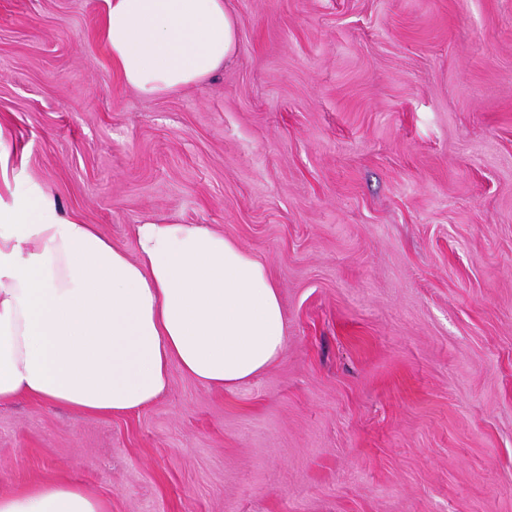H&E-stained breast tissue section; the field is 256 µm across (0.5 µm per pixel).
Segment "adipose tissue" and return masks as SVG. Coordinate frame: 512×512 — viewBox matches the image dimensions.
<instances>
[{
    "instance_id": "1",
    "label": "adipose tissue",
    "mask_w": 512,
    "mask_h": 512,
    "mask_svg": "<svg viewBox=\"0 0 512 512\" xmlns=\"http://www.w3.org/2000/svg\"><path fill=\"white\" fill-rule=\"evenodd\" d=\"M98 38L122 85L154 97L223 70L238 23L225 0H106ZM0 133V404L19 398L102 416L141 411L172 368L231 389L284 351L266 266L203 224L150 220L135 248L67 215L20 178ZM0 512H108L68 481L0 494Z\"/></svg>"
}]
</instances>
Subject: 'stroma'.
I'll return each instance as SVG.
<instances>
[{"mask_svg": "<svg viewBox=\"0 0 512 512\" xmlns=\"http://www.w3.org/2000/svg\"><path fill=\"white\" fill-rule=\"evenodd\" d=\"M234 60L123 87L106 0H0L15 166L133 250L205 224L276 281L284 354L130 415L0 405V492L110 512H512V0H227ZM107 503L84 486L53 481L0 494V512H109Z\"/></svg>", "mask_w": 512, "mask_h": 512, "instance_id": "1", "label": "stroma"}]
</instances>
